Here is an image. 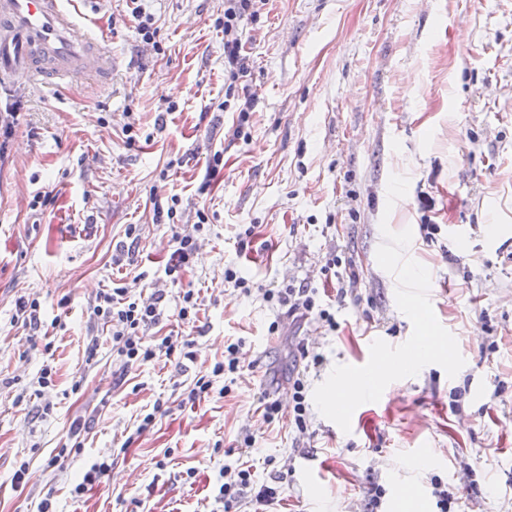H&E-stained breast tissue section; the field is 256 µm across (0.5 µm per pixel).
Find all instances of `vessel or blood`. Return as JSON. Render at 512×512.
Instances as JSON below:
<instances>
[{
	"label": "vessel or blood",
	"instance_id": "obj_1",
	"mask_svg": "<svg viewBox=\"0 0 512 512\" xmlns=\"http://www.w3.org/2000/svg\"><path fill=\"white\" fill-rule=\"evenodd\" d=\"M80 19L68 0H0V80H64L112 69L106 38H74Z\"/></svg>",
	"mask_w": 512,
	"mask_h": 512
}]
</instances>
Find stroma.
<instances>
[{"label":"stroma","mask_w":512,"mask_h":512,"mask_svg":"<svg viewBox=\"0 0 512 512\" xmlns=\"http://www.w3.org/2000/svg\"><path fill=\"white\" fill-rule=\"evenodd\" d=\"M140 5L156 29L149 44L130 0L76 2L86 28L106 33L116 60L106 80L0 86V106L23 104L0 154V512H37L46 497L57 512H224L228 464L251 472L240 512H366L379 489L377 512H395L405 486L439 512L437 478L458 512H512V0H266L242 34L258 98L243 125L224 104V0ZM218 151L220 172L203 187ZM394 174L409 190L390 208ZM157 203L173 217L156 219ZM384 222L411 229L405 254L429 270L435 315L465 365L391 383L354 411L350 432L314 406L298 432L293 372L311 392L335 365H364L374 340L397 346L412 333L376 260ZM131 224L130 262L115 265ZM177 233L196 235L199 256L175 281L165 266ZM228 267L251 294L225 282ZM116 283L136 298L164 291L145 334L191 336L193 359L124 367L91 312ZM288 285L317 289L334 323L264 300ZM188 288L199 304L189 324L178 317ZM28 295L40 301L31 327L13 320ZM231 342L242 375L187 403ZM46 365L55 386L41 396L33 383ZM264 391L281 403L272 422ZM78 417L89 422L83 453L46 468ZM103 458L109 477L74 497ZM266 485L275 498L255 503Z\"/></svg>","instance_id":"1"}]
</instances>
